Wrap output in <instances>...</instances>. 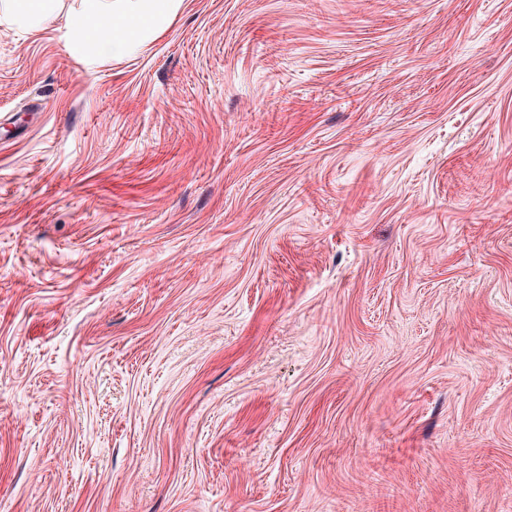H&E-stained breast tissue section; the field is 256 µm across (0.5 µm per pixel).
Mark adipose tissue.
<instances>
[{
    "mask_svg": "<svg viewBox=\"0 0 512 512\" xmlns=\"http://www.w3.org/2000/svg\"><path fill=\"white\" fill-rule=\"evenodd\" d=\"M81 16L69 21L72 48L83 46L87 27H97L96 51L101 55L124 56L140 49V34L160 30L170 23L178 0H84Z\"/></svg>",
    "mask_w": 512,
    "mask_h": 512,
    "instance_id": "obj_1",
    "label": "adipose tissue"
}]
</instances>
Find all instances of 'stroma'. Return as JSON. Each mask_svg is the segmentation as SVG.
<instances>
[{
	"label": "stroma",
	"instance_id": "1",
	"mask_svg": "<svg viewBox=\"0 0 512 512\" xmlns=\"http://www.w3.org/2000/svg\"><path fill=\"white\" fill-rule=\"evenodd\" d=\"M0 10V512H512V0ZM179 0H84L85 10L69 21V39L73 49L83 47L86 28L99 29L96 43L99 55L112 57L140 49V33L161 30L175 16Z\"/></svg>",
	"mask_w": 512,
	"mask_h": 512
}]
</instances>
